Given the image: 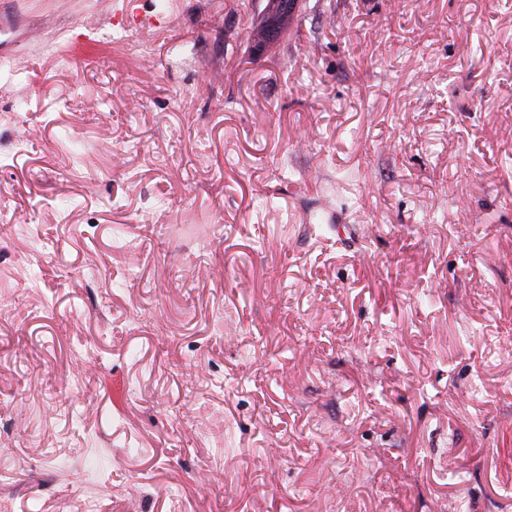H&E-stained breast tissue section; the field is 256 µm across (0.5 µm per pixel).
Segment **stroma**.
<instances>
[{
  "label": "stroma",
  "instance_id": "stroma-1",
  "mask_svg": "<svg viewBox=\"0 0 512 512\" xmlns=\"http://www.w3.org/2000/svg\"><path fill=\"white\" fill-rule=\"evenodd\" d=\"M264 6L0 0V512H512V0ZM267 5L264 11L263 16L266 18L264 21V36H273L275 34L276 29V18L279 15L285 14V13H291L295 14L300 6L299 0H294L288 2H281V0H267ZM294 19V15H288L286 18H279L278 19V27L277 32L274 37L288 33V29H290V25L292 23V20Z\"/></svg>",
  "mask_w": 512,
  "mask_h": 512
}]
</instances>
